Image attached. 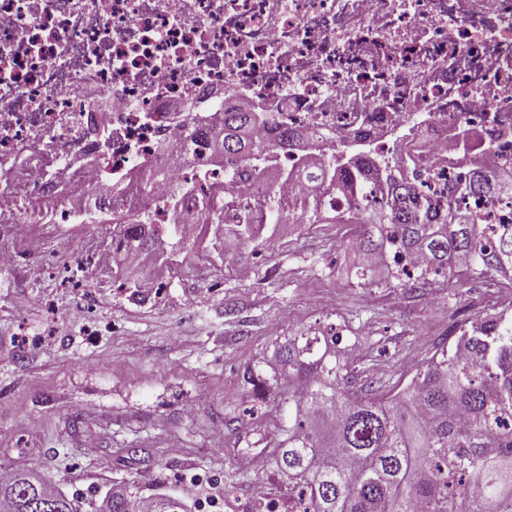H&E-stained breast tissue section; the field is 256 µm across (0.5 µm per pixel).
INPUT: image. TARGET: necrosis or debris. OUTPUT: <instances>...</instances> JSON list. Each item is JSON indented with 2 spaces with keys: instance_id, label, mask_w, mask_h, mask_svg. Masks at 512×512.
<instances>
[{
  "instance_id": "necrosis-or-debris-1",
  "label": "necrosis or debris",
  "mask_w": 512,
  "mask_h": 512,
  "mask_svg": "<svg viewBox=\"0 0 512 512\" xmlns=\"http://www.w3.org/2000/svg\"><path fill=\"white\" fill-rule=\"evenodd\" d=\"M261 98L339 142L383 148L417 125L430 160L415 192L445 199L459 119L486 164L512 168V0H0V229L52 226L64 249L96 213L192 240L259 204L336 209L296 181L225 193L206 142L204 165L173 167L190 129Z\"/></svg>"
}]
</instances>
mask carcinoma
<instances>
[{"mask_svg":"<svg viewBox=\"0 0 512 512\" xmlns=\"http://www.w3.org/2000/svg\"><path fill=\"white\" fill-rule=\"evenodd\" d=\"M197 134L209 138L213 154L267 185L297 173L281 156L303 151L321 155L305 172L338 197L371 190L378 206H347L338 224H380V240L362 238V254L387 246L400 255L416 254L424 267L414 284L458 263L491 273L512 269V224L503 228L498 247H485L481 218L459 208L414 206L407 181L413 167L428 157L409 136L394 140L389 155L359 139L336 146L286 123L271 121L259 102L250 108L224 106L222 119ZM463 175L448 187L457 197L490 199L512 193V169L484 166L487 148L481 133L461 121L454 128ZM255 217L224 225L237 247L259 246ZM113 235L145 252L153 243L150 225L118 224ZM464 357H459V353ZM461 352L444 350L418 370L392 397H368L340 386L345 365L319 336H296L280 346L278 368L268 376L250 368L245 381L257 389L273 382L288 389L296 407L274 456L288 480V512H512V320L491 318L488 328L465 337ZM0 512H78L77 499L52 496L51 487L31 472L12 471L0 481ZM94 512H179L166 494L142 500L125 488L106 493Z\"/></svg>","mask_w":512,"mask_h":512,"instance_id":"cac0c4a2","label":"carcinoma"}]
</instances>
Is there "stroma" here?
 Instances as JSON below:
<instances>
[{"label": "stroma", "mask_w": 512, "mask_h": 512, "mask_svg": "<svg viewBox=\"0 0 512 512\" xmlns=\"http://www.w3.org/2000/svg\"><path fill=\"white\" fill-rule=\"evenodd\" d=\"M113 227L55 231L18 224L0 248L42 251L0 269V470L36 471L66 496L118 485L174 494L187 512H253L287 499L273 465L295 408L243 374L271 369L278 347L311 332L336 337L351 387L394 394L449 346L451 326L493 317L502 276L458 274L413 289L357 275L359 224L268 219L264 245L225 249L213 227L181 251L156 237L141 271L82 269ZM154 289H141L142 280Z\"/></svg>", "instance_id": "obj_1"}]
</instances>
